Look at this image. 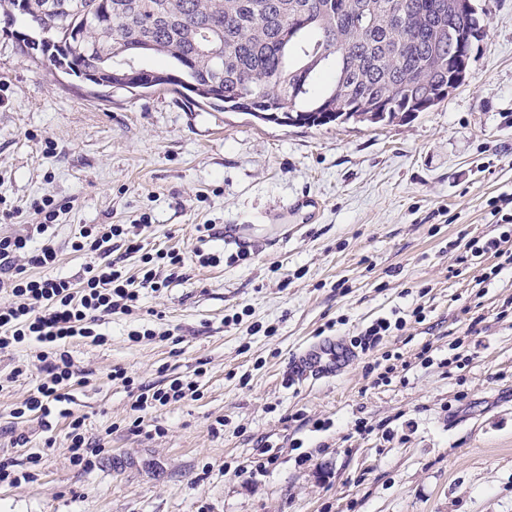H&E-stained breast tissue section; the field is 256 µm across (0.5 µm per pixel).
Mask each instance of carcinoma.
I'll use <instances>...</instances> for the list:
<instances>
[{"mask_svg":"<svg viewBox=\"0 0 512 512\" xmlns=\"http://www.w3.org/2000/svg\"><path fill=\"white\" fill-rule=\"evenodd\" d=\"M442 0H0L51 70L124 90L179 88L278 125L392 122L448 98L470 71L453 36L478 13ZM158 57L164 69L146 65Z\"/></svg>","mask_w":512,"mask_h":512,"instance_id":"carcinoma-1","label":"carcinoma"}]
</instances>
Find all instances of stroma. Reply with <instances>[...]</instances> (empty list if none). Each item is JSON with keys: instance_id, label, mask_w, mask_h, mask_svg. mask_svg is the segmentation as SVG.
Returning <instances> with one entry per match:
<instances>
[{"instance_id": "35a3bbf8", "label": "stroma", "mask_w": 512, "mask_h": 512, "mask_svg": "<svg viewBox=\"0 0 512 512\" xmlns=\"http://www.w3.org/2000/svg\"><path fill=\"white\" fill-rule=\"evenodd\" d=\"M477 4L466 82L374 125L281 126L166 88L107 94L0 31V234L39 223L32 204L50 196L67 205L50 275L81 273L89 257L71 243L85 224L141 225L145 252L186 258L138 310L113 313L106 345L68 347L90 375L71 408L105 445L93 470L70 464L66 420L12 416L39 382L14 369L37 347L0 353V454L43 453L36 481L0 484V512H512V268L492 274L485 255L448 271L449 241L499 235L512 194V0ZM306 194L323 209L298 224L287 207ZM228 224L251 225L246 257L225 246ZM200 247L223 261L200 266ZM380 317L405 325L336 377L284 383L308 344L351 341ZM146 328L155 338L130 339ZM385 356L396 370L378 385L369 369ZM116 368L152 386L194 376L198 392L140 413ZM265 441L276 467L244 473Z\"/></svg>"}]
</instances>
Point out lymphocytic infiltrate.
<instances>
[{
    "label": "lymphocytic infiltrate",
    "instance_id": "1",
    "mask_svg": "<svg viewBox=\"0 0 512 512\" xmlns=\"http://www.w3.org/2000/svg\"><path fill=\"white\" fill-rule=\"evenodd\" d=\"M33 208L41 217L33 234H0V352L32 342L41 346L40 355L31 363L41 379L14 415L45 419L55 414L67 419L69 461L88 471L95 467L103 445L86 436L83 416L70 408L71 388L86 383L87 378L74 369L66 347L83 339L107 344L108 336L101 327L112 313L133 311L145 291L156 293L165 288L183 267L184 258L173 250L142 254L137 232L127 225L88 224L71 247L92 255V262L85 264L78 278L48 277L45 269L54 266L58 258L49 230L63 206L46 197L35 201ZM504 222L507 229L497 236L483 239L463 235L452 241L450 248L457 251L458 262L489 254L497 258L499 266L512 267V214ZM116 238L123 239L127 252L141 253L137 278L127 277L113 263L112 241ZM110 378L136 388L135 408L139 411L177 403L197 393L196 382L178 378L163 388L135 385L121 369L113 370Z\"/></svg>",
    "mask_w": 512,
    "mask_h": 512
}]
</instances>
